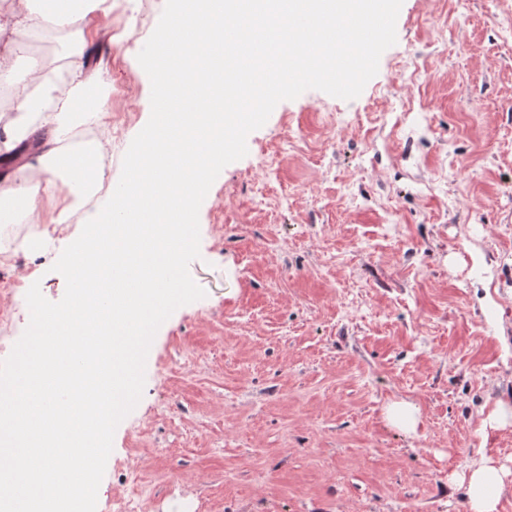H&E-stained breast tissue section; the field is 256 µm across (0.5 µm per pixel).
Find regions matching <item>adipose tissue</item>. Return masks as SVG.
I'll return each instance as SVG.
<instances>
[{
	"mask_svg": "<svg viewBox=\"0 0 512 512\" xmlns=\"http://www.w3.org/2000/svg\"><path fill=\"white\" fill-rule=\"evenodd\" d=\"M117 6V0H9L0 10L1 77L12 73L22 43L52 37L62 50L60 60L33 68L25 81L14 84L9 107L0 110V155H10L25 140L40 141L15 170L0 175V222L32 218L53 198L56 180H67L71 201L65 210L81 209L85 216L81 231L64 239L61 253L69 267L82 270L73 281L75 292L108 300L107 316L95 323V336L81 346L79 365L56 366L69 395L66 402L44 389L40 371L22 368L23 380L10 408L0 411V438L8 440L0 450V473L10 470L19 442L81 428L94 469L83 486L72 487L70 496L85 506L100 488L95 469L119 410L114 395L127 387L124 334L135 319L134 307L126 306L122 293L112 287V270L124 271L137 305L167 297V289L154 285L153 269L160 263L174 265L188 238L195 200L222 162L240 116L259 111L269 92L253 78L236 81L232 97L241 104V113L225 116L224 75L235 71L237 57H212L213 43L223 40L228 21L239 25L245 36L258 30L273 35L285 16L350 14L362 11L363 0H226L220 10L213 0H174L171 13L154 32V51L146 59L155 75L156 123L132 147L122 190L102 204L94 194L103 179L99 158L105 144L93 140L75 150L65 144L79 123H101L108 115L107 102L81 58L98 31V20ZM191 28L202 39L192 52H182L180 81H167L173 52L180 50ZM26 453L31 462L26 488L54 495L65 481L68 443L59 438L52 450L30 447ZM459 483L471 512H499L503 495L512 487V468L489 458L463 473Z\"/></svg>",
	"mask_w": 512,
	"mask_h": 512,
	"instance_id": "adipose-tissue-1",
	"label": "adipose tissue"
}]
</instances>
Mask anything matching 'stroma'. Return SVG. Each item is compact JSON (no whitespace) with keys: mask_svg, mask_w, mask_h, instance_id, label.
I'll use <instances>...</instances> for the list:
<instances>
[{"mask_svg":"<svg viewBox=\"0 0 512 512\" xmlns=\"http://www.w3.org/2000/svg\"><path fill=\"white\" fill-rule=\"evenodd\" d=\"M171 0L94 39L113 185L155 113ZM355 99L279 102L199 210L206 295L150 347L91 512H470L456 477L512 461V0H403ZM0 251V372L73 303L62 258ZM409 401L416 430L387 407Z\"/></svg>","mask_w":512,"mask_h":512,"instance_id":"obj_1","label":"stroma"}]
</instances>
